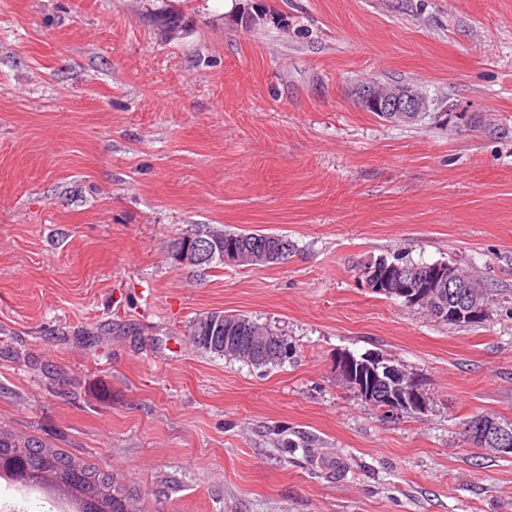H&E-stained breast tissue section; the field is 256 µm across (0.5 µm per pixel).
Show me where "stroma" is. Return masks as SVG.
Returning a JSON list of instances; mask_svg holds the SVG:
<instances>
[{
  "mask_svg": "<svg viewBox=\"0 0 512 512\" xmlns=\"http://www.w3.org/2000/svg\"><path fill=\"white\" fill-rule=\"evenodd\" d=\"M0 0V428L116 474L148 512H512V0ZM180 14L171 34L154 16ZM499 132L365 111L367 80ZM291 239L271 266L170 257L198 225ZM473 267L489 319L371 292L382 256ZM223 310L287 363L197 351ZM420 376L381 419L334 359ZM199 317L192 321L189 329L192 344H194V346L201 352L222 356L232 360H238L258 368L280 366L291 358L290 355L294 354V346L288 342L287 336L278 333L269 327L259 325L254 319L246 315L224 314V328L220 329V325H218L217 329L220 330L214 333L207 325H198ZM242 327L243 329L245 327V330H247L246 333H243L242 331L237 332V330ZM260 335L272 338L274 341H281V344L278 347L279 353L269 355L262 359H253L252 357L247 356V354L239 351L224 350V336H238L237 338L241 342H248L252 336ZM495 417L494 415H492ZM493 417L479 415L467 426V441L475 447L496 448L501 454L512 452V431ZM503 424H508L497 418ZM472 446V447H473Z\"/></svg>",
  "mask_w": 512,
  "mask_h": 512,
  "instance_id": "stroma-1",
  "label": "stroma"
}]
</instances>
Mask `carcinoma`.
Here are the masks:
<instances>
[{
    "label": "carcinoma",
    "mask_w": 512,
    "mask_h": 512,
    "mask_svg": "<svg viewBox=\"0 0 512 512\" xmlns=\"http://www.w3.org/2000/svg\"><path fill=\"white\" fill-rule=\"evenodd\" d=\"M203 231L224 234L222 243L248 254L247 265H268L258 261L256 249L264 243L266 234L236 232L204 224ZM266 336L281 341L278 353L262 359H253L247 354L224 349V338L236 336L242 342L253 336ZM192 344L201 352L238 360L258 368L276 367L284 364L293 354L288 337L258 324L242 314L224 315V328L214 332L194 319L190 325ZM25 486L50 485L56 487L76 501L74 512H145V508L116 477L105 474L87 465L44 441L24 438L0 430V476Z\"/></svg>",
    "instance_id": "carcinoma-1"
}]
</instances>
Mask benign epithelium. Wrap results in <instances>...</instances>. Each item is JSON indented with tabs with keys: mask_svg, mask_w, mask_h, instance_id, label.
<instances>
[{
	"mask_svg": "<svg viewBox=\"0 0 512 512\" xmlns=\"http://www.w3.org/2000/svg\"><path fill=\"white\" fill-rule=\"evenodd\" d=\"M376 95L391 103L384 113L385 121L401 123L414 118V113L428 109L430 100L411 85L394 88ZM173 258L180 264L207 263L214 258L224 260L226 266L242 264L239 252L233 248L223 250L214 238L205 234L195 237L194 245L179 241L171 250ZM263 256L277 263L288 256V242L274 238L264 245ZM370 274L363 278L365 287L372 292L386 293L398 299H405L411 305H425L436 300L440 309H448V319L481 322L487 315L486 305L481 303L473 285L459 266L439 263L431 269L410 277L392 268L382 269L377 262H370ZM460 288L455 303L444 305L440 298L441 288ZM336 374L366 404L383 405L392 415L405 410L423 411L427 407L428 396L421 379L401 369L375 353H365L358 357L350 353L336 356ZM467 441L475 447H491L501 454L512 451V430L497 422L493 417L479 415L468 423Z\"/></svg>",
	"mask_w": 512,
	"mask_h": 512,
	"instance_id": "obj_1",
	"label": "benign epithelium"
}]
</instances>
